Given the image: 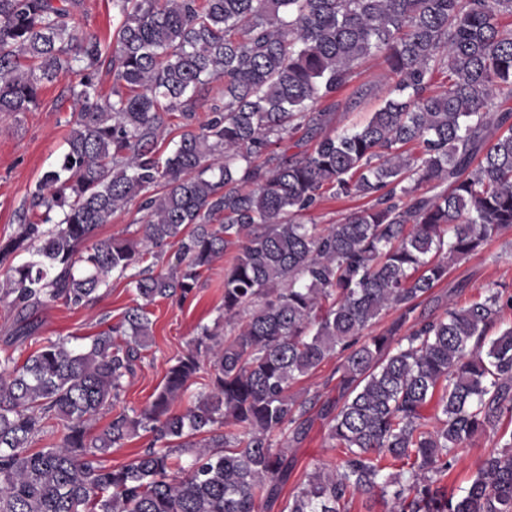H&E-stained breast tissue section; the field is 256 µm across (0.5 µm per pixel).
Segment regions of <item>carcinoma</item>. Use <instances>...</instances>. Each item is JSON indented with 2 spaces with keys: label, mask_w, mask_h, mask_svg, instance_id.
I'll list each match as a JSON object with an SVG mask.
<instances>
[{
  "label": "carcinoma",
  "mask_w": 512,
  "mask_h": 512,
  "mask_svg": "<svg viewBox=\"0 0 512 512\" xmlns=\"http://www.w3.org/2000/svg\"><path fill=\"white\" fill-rule=\"evenodd\" d=\"M73 5L0 0V112L80 76L67 150L26 199L36 220L0 241V302L22 320L83 305L112 273L141 302L87 345L0 359V512H259L278 499L280 512H351L376 491L394 512H512V289L489 284L441 316L424 307L455 265L512 231V0H114L105 97L101 43L75 33ZM373 56L389 97L362 125L326 131L332 98ZM216 80L224 104L197 126ZM175 112L183 132L163 159ZM301 128L318 135L312 149L256 162ZM330 190L367 205L327 227L295 219ZM136 199L138 237L96 238ZM166 247L167 272H130ZM230 251L236 326L202 327L149 403L91 435L152 341L149 306L187 299ZM333 356L322 417L337 460L282 499L275 440L304 435L316 400L292 386ZM49 427L59 441L33 449ZM141 430L150 447L102 464ZM486 434L494 451L447 489L460 450Z\"/></svg>",
  "instance_id": "cac0c4a2"
}]
</instances>
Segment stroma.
Returning a JSON list of instances; mask_svg holds the SVG:
<instances>
[{"label":"stroma","instance_id":"1","mask_svg":"<svg viewBox=\"0 0 512 512\" xmlns=\"http://www.w3.org/2000/svg\"><path fill=\"white\" fill-rule=\"evenodd\" d=\"M119 21L112 0H79L73 11L78 34L94 35L111 45L112 33ZM382 58L363 62L350 83L339 93L342 105L329 125L330 131L364 123L388 96L390 85L382 75ZM70 78L47 85L36 106L25 112H0V239L13 236L21 222L22 208L42 174L56 166L65 152L70 130ZM229 257L217 260L205 271L195 297L184 303L161 300L152 306L153 342L143 353L136 375L129 379L116 406L141 409L164 382L174 357L188 348L200 327L214 326L224 320V269ZM498 280L512 284V231L493 240L480 252L456 265L447 281L433 288L443 303L462 306L477 297L487 283ZM135 294L127 278L111 275L96 299L83 307L56 303L33 316L35 330L22 343H10L16 313L0 303V357L12 355L21 363L43 342L83 343L85 338L115 326L133 306ZM281 444L293 464V473L284 488L292 493L317 467L336 458L322 420H314L307 435L298 441L282 438Z\"/></svg>","mask_w":512,"mask_h":512}]
</instances>
